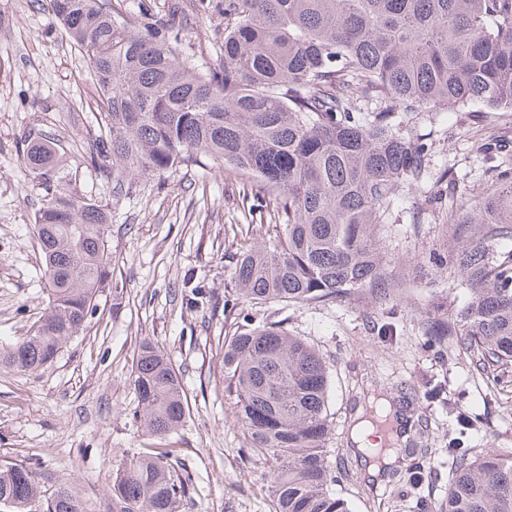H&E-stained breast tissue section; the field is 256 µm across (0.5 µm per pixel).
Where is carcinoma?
<instances>
[{"label":"carcinoma","mask_w":512,"mask_h":512,"mask_svg":"<svg viewBox=\"0 0 512 512\" xmlns=\"http://www.w3.org/2000/svg\"><path fill=\"white\" fill-rule=\"evenodd\" d=\"M88 62L102 129L79 164L140 192L139 179L219 164L243 184L249 211L273 215L274 236L238 256L239 298L286 306L341 301L369 289L387 296L376 236L396 194L430 177L428 145L395 123L442 105L512 112V0H224L222 62L190 51L172 19L137 0H48ZM497 182L448 203L442 223L458 236L450 269L469 302L430 323L440 344L460 339L475 371L512 373V151ZM23 164L44 191L34 229L48 306L28 336L0 349V366L35 372L85 326L111 273L112 210L80 193L71 157L30 143ZM224 379L250 443L246 457L277 462L273 512H352L333 489L328 461L329 374L318 350L282 322L244 317L224 347ZM132 384L145 431L167 436L184 421L181 379L156 344H141ZM453 478L440 512H512V452L448 449ZM169 447L148 448L112 483V512H176L189 490ZM416 486L419 462L395 470ZM32 471L0 465V499L27 512ZM47 512H80L65 491Z\"/></svg>","instance_id":"1"}]
</instances>
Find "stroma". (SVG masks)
<instances>
[{"instance_id": "obj_1", "label": "stroma", "mask_w": 512, "mask_h": 512, "mask_svg": "<svg viewBox=\"0 0 512 512\" xmlns=\"http://www.w3.org/2000/svg\"><path fill=\"white\" fill-rule=\"evenodd\" d=\"M175 21L193 51L215 55L224 31L220 0H184ZM85 66L45 0H0V346L27 335L46 308L33 229L42 192L22 157L34 139L70 155L98 133V93ZM411 132L426 136L431 171L448 177L404 188L390 210L382 264L399 289L336 303L245 302L225 310V301H236L241 247L273 230L266 216L244 210L241 182L223 170L150 175L139 195L116 200L97 171L72 169L81 193L112 208V275L84 330L51 365L32 374L0 367V462L32 470L40 490L32 512H43L60 490L81 512H112L117 472L151 441L131 384L146 340L171 359L188 407L169 436L192 480L179 512H272L267 478L274 463L262 456L244 461L247 441L224 380V344L241 314L252 311L283 322L323 355L331 376L329 462L335 472L355 475L338 485L353 512H418V497L432 506L443 499L452 475L448 434L456 429L449 408L474 421L464 447L512 452V382L492 384L459 343L431 347L425 333L428 321L469 299L443 263L454 242L438 220L440 206L492 186L497 158L484 143L491 136L512 144V112L446 105L420 113ZM438 381L447 384L448 405L427 396ZM369 392L393 398L401 420L426 429L431 452L420 495L392 479L370 481L368 459L352 452V428Z\"/></svg>"}]
</instances>
